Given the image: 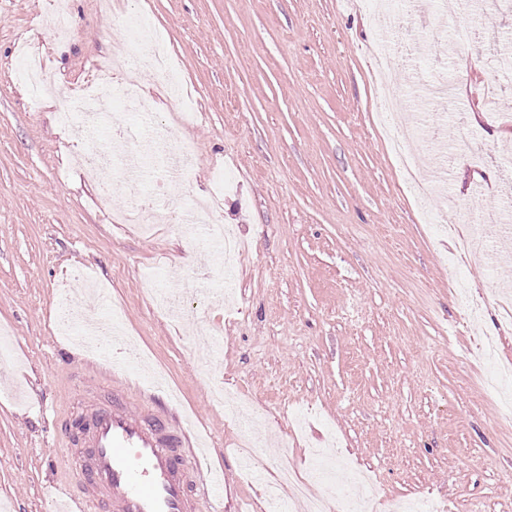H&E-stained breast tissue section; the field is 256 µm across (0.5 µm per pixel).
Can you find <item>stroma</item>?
<instances>
[{"label": "stroma", "instance_id": "1", "mask_svg": "<svg viewBox=\"0 0 512 512\" xmlns=\"http://www.w3.org/2000/svg\"><path fill=\"white\" fill-rule=\"evenodd\" d=\"M375 0H63L72 20L57 37L44 0H0V512H52L58 470L46 458L72 419L112 400L71 337L52 322L63 291L84 274L104 285L88 315L120 311L142 364L162 373L181 412L213 436L209 462L229 471L220 512H258L235 446L250 441L276 476L303 477L308 496L348 512L374 480L385 500L418 512H512V411L483 378L512 365V321L497 306L512 263L457 254L462 207L481 211L512 154V67L489 35L512 38V0H473L453 16L427 0L408 29L441 27L454 59H420L377 18ZM150 13L189 94L142 67L140 93L169 132L195 149L180 180L155 155L145 182L119 184L112 211L159 186L167 203L208 200L213 172L226 185L219 209L246 250L230 268L207 249L188 253L175 224L125 230L93 199L109 169L77 164L74 130L57 112L95 65L132 50L124 21ZM391 47L384 82L373 47ZM36 47L53 94L33 96L14 68ZM453 85L456 111L422 108L416 83ZM415 113L424 135L453 140L466 119L480 163L455 153L447 198L422 203L404 184L376 113L385 100ZM194 315L158 314L144 276ZM220 331L224 353L200 339Z\"/></svg>", "mask_w": 512, "mask_h": 512}]
</instances>
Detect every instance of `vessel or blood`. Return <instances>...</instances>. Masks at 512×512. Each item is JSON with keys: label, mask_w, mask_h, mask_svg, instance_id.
Here are the masks:
<instances>
[{"label": "vessel or blood", "mask_w": 512, "mask_h": 512, "mask_svg": "<svg viewBox=\"0 0 512 512\" xmlns=\"http://www.w3.org/2000/svg\"><path fill=\"white\" fill-rule=\"evenodd\" d=\"M86 363L111 380L115 399L72 422L78 433L64 453L86 488L64 489L62 512H207L225 477L201 463L194 426L176 403L158 401L164 385L140 387L117 353Z\"/></svg>", "instance_id": "1"}]
</instances>
